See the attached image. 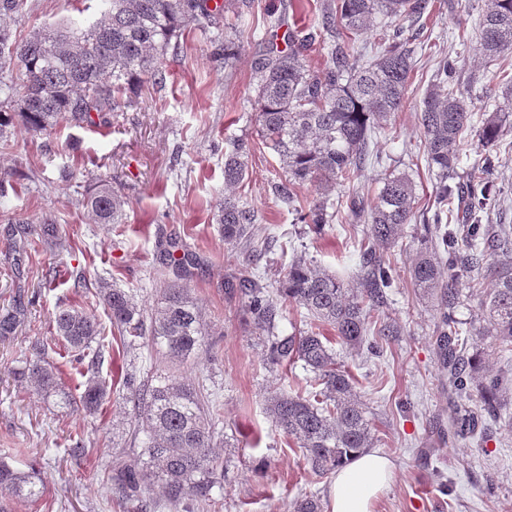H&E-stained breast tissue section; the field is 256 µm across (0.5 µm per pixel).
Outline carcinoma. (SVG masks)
Listing matches in <instances>:
<instances>
[{
	"label": "carcinoma",
	"mask_w": 512,
	"mask_h": 512,
	"mask_svg": "<svg viewBox=\"0 0 512 512\" xmlns=\"http://www.w3.org/2000/svg\"><path fill=\"white\" fill-rule=\"evenodd\" d=\"M101 2L100 18L86 28L69 19L54 28L35 29L20 40L0 28V72L15 73L0 89L5 95L0 100V140L17 121L34 136L52 133L62 119L76 126L96 125L92 113L114 111L123 95L147 81L163 82L164 60L179 48L185 31L201 19L217 18L226 8L224 2L212 7L210 0ZM428 4L429 0H336V6L321 10L319 36L290 31L268 39L265 57L256 66L258 132L278 154L286 173L274 185V193L293 207L302 223L320 228L341 214V205L333 199L336 185L358 176L379 132L378 122L401 111L415 67V37L391 24L420 18ZM376 19L381 20L379 43L363 63L364 48L357 46L356 37ZM478 33L485 57L496 60L512 53V0H485ZM317 42L326 50V61L314 70L304 53ZM241 52V44L229 36L214 49L226 69L235 66ZM455 74L454 61H441L420 105L427 167L436 179V206L428 219L433 225L430 243L417 253L408 278L413 287L439 300L436 342L448 386L459 404L455 431L474 438L483 432V416L499 418L507 410L512 375H491L479 365L468 349L477 328L456 318L453 309L459 302L461 277L472 289L489 280L478 320L488 322L485 336L492 347L512 352V226L481 224L483 215L500 202L492 151L506 130L509 108L497 105L474 117ZM470 131L483 150L463 169L469 190L462 202L473 223L462 229L455 224L458 194L453 180L466 155ZM249 152L241 141L224 153L227 188L244 180ZM306 182L317 187V194L301 204L297 189ZM382 183L369 208L353 200L348 209L369 225L372 241L391 246L414 217L415 188L405 174H387ZM125 204L108 181L88 186L82 201L97 224L122 223ZM215 220L225 244L252 248L257 221L252 207L226 195ZM33 232L36 243L50 250L61 247L59 225L46 221L35 225ZM176 252L174 242L164 251L165 265L175 269L176 278L150 312L142 311L121 288L103 287L100 296L112 328L124 339L132 337L128 346L146 336L171 362L184 364L202 348L205 325L183 277L192 258ZM398 278L400 270L371 250L362 254L358 274L346 281L319 269L305 255L294 254L277 293L305 310L311 324L289 336L277 333L280 308L261 277H245L235 284L248 298L253 324L267 333V362L286 367L301 361L314 374L318 390L308 396L276 393L267 399L266 410L272 423L296 440L309 470L319 477L375 443L366 404L322 327L333 330L341 345L359 348L369 335L370 311L383 304L385 289ZM23 318L19 303L1 311L0 337L12 335ZM55 331L84 365L82 391L72 395L62 388L58 368L40 340L32 345L21 376L65 408L101 411L109 391L100 369L112 360V349L101 343L97 319L78 307L62 308L55 317ZM126 386L132 436L145 460L138 469L114 463L118 496L147 512L152 504L145 499V489L156 481L172 504L186 499L211 502L224 477V461L212 452L214 403L200 388L159 369L130 376ZM475 393L482 400L481 415L465 407ZM0 490L28 501L44 494L35 470L22 471L1 458ZM288 512H321V503L313 494L304 495L289 505Z\"/></svg>",
	"instance_id": "cac0c4a2"
}]
</instances>
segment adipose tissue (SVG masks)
Listing matches in <instances>:
<instances>
[{"mask_svg": "<svg viewBox=\"0 0 512 512\" xmlns=\"http://www.w3.org/2000/svg\"><path fill=\"white\" fill-rule=\"evenodd\" d=\"M390 473L391 463L385 456L366 450L355 453L333 475L330 512H372Z\"/></svg>", "mask_w": 512, "mask_h": 512, "instance_id": "adipose-tissue-1", "label": "adipose tissue"}]
</instances>
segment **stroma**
Listing matches in <instances>:
<instances>
[{"mask_svg":"<svg viewBox=\"0 0 512 512\" xmlns=\"http://www.w3.org/2000/svg\"><path fill=\"white\" fill-rule=\"evenodd\" d=\"M317 2L246 0L250 27L235 72H226L210 43L192 29L178 51L167 54L163 83H146L101 123L75 127L63 121L55 133L37 137L19 125L9 128L10 145L0 147V173L11 186L8 218L0 220V308L17 300L26 315L12 336L0 340V457L37 470L45 499L55 503L53 512H138L136 503L117 504L112 494L113 459L135 467L140 455L130 438L124 377L152 366L165 369L169 362L147 345L115 349L100 371L111 401L99 414L62 410L16 373L33 342L53 340L62 301L103 321L99 291L113 286L129 292L142 309L152 308L173 277L157 261L172 238L195 257L188 286L209 328L203 351L183 372L215 399L224 438L216 450L224 461L223 487L207 512H287L304 493L328 502L331 476L310 474L301 450L265 410L272 393L308 392L313 375L299 362L266 365L259 332L246 315L247 298L226 289L227 281L256 274L276 290L297 251L343 279L359 269L366 224H329L318 231L300 223L273 194L283 171L277 154L259 140L252 110L254 68L265 52L267 28L311 27ZM483 6L484 0H431L423 19L411 23L422 48L415 53L401 112L384 123L371 145L382 162L368 164L360 179L335 190L336 198L357 194L368 204L384 173L409 175L415 214L399 244L384 252L402 270L423 247V217L435 206L436 185L425 166L417 120L435 60L445 52L457 57V79L470 89L474 108L482 106V86L496 81V66L485 64L477 50ZM101 8L100 0H88L87 10L77 15L68 0H27L24 16L0 23L21 39L72 16L90 25ZM239 139L255 149L235 193L258 215L256 242L269 245L258 257L231 251L212 222L224 197V152ZM496 157L507 212L490 214L488 221L512 224V129ZM101 178L126 200L124 223H94L82 207L86 188ZM48 217L59 225L63 245L34 252L33 228ZM79 274L86 280L80 292L74 288ZM374 320L389 330L378 339L380 356L336 349L369 408L375 448L393 463L390 484L373 512H512V426L489 422L480 441L450 432L454 398L439 363L432 299L401 279L388 289ZM77 444L82 455H71Z\"/></svg>","mask_w":512,"mask_h":512,"instance_id":"stroma-1","label":"stroma"}]
</instances>
